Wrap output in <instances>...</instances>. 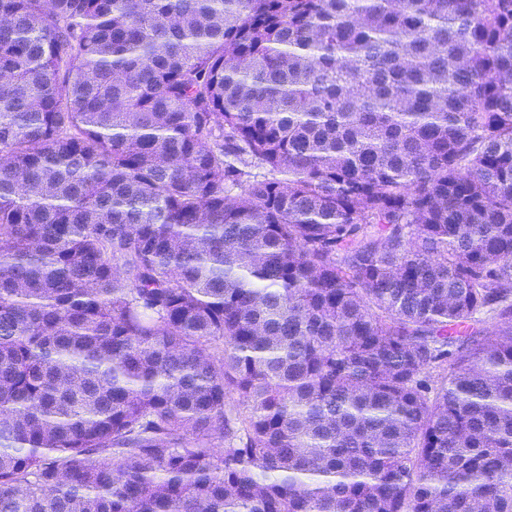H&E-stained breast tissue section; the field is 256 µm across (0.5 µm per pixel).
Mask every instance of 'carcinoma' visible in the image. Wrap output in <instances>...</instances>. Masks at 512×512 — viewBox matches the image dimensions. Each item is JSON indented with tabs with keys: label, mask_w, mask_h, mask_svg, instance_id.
<instances>
[{
	"label": "carcinoma",
	"mask_w": 512,
	"mask_h": 512,
	"mask_svg": "<svg viewBox=\"0 0 512 512\" xmlns=\"http://www.w3.org/2000/svg\"><path fill=\"white\" fill-rule=\"evenodd\" d=\"M0 74V512H512V0H0Z\"/></svg>",
	"instance_id": "1"
}]
</instances>
